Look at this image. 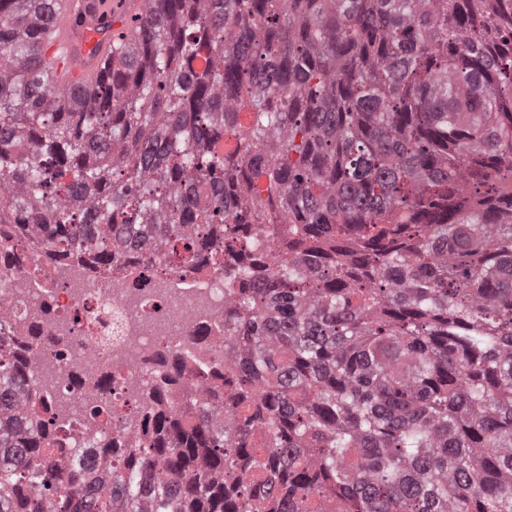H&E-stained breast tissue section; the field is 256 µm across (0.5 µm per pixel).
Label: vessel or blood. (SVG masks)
Masks as SVG:
<instances>
[{
  "mask_svg": "<svg viewBox=\"0 0 512 512\" xmlns=\"http://www.w3.org/2000/svg\"><path fill=\"white\" fill-rule=\"evenodd\" d=\"M145 0H52L41 37L43 69L54 88L94 94L112 71L119 47L136 38Z\"/></svg>",
  "mask_w": 512,
  "mask_h": 512,
  "instance_id": "b4317fda",
  "label": "vessel or blood"
}]
</instances>
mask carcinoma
Masks as SVG:
<instances>
[{"mask_svg":"<svg viewBox=\"0 0 512 512\" xmlns=\"http://www.w3.org/2000/svg\"><path fill=\"white\" fill-rule=\"evenodd\" d=\"M0 0V179L74 250L288 225L224 419L61 470L0 359V512H512V0H146L82 98ZM269 434L253 442L254 426Z\"/></svg>","mask_w":512,"mask_h":512,"instance_id":"cac0c4a2","label":"carcinoma"}]
</instances>
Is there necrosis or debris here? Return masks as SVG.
I'll return each mask as SVG.
<instances>
[{
	"label": "necrosis or debris",
	"mask_w": 512,
	"mask_h": 512,
	"mask_svg": "<svg viewBox=\"0 0 512 512\" xmlns=\"http://www.w3.org/2000/svg\"><path fill=\"white\" fill-rule=\"evenodd\" d=\"M213 237L187 266L166 249L124 250L102 261L49 242L28 213L0 206V327L45 401L25 412L60 463L77 454L113 463L133 447L156 390L177 412L225 406L235 350L224 347V292L232 265Z\"/></svg>",
	"instance_id": "necrosis-or-debris-1"
}]
</instances>
